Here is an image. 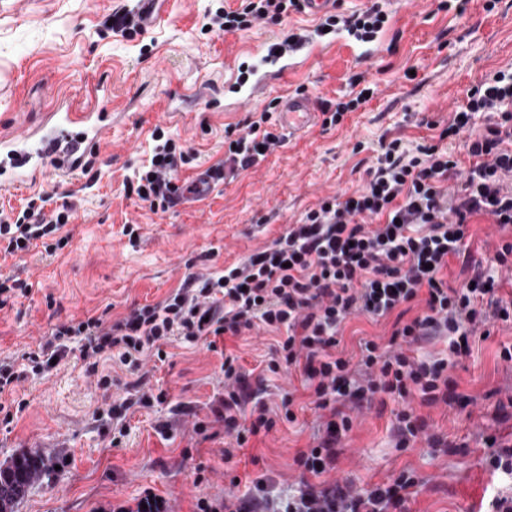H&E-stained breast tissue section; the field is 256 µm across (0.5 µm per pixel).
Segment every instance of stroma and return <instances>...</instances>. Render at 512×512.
Returning a JSON list of instances; mask_svg holds the SVG:
<instances>
[{
    "label": "stroma",
    "instance_id": "stroma-1",
    "mask_svg": "<svg viewBox=\"0 0 512 512\" xmlns=\"http://www.w3.org/2000/svg\"><path fill=\"white\" fill-rule=\"evenodd\" d=\"M465 0L462 11L442 9L440 0H380L389 20L380 34L382 53L367 57L335 48L304 62L267 99L305 88L315 100L348 95L351 78L364 75L374 95L342 124L313 127L288 139L255 168L216 186L197 205L165 214L126 197L125 185L151 156L155 127H163L195 152L193 165L178 175L189 181L198 168L224 158V129L244 121L247 108L223 113L198 100L187 119L169 118V98L202 79H224V61L236 51L308 28L302 14L277 24L225 35L204 32L212 11L235 8L239 0H168L162 23L128 39L107 27L112 11L134 9L136 0H0V126L41 122L54 97L77 92L97 71L112 74V110L117 117L98 151L88 188L80 190L46 174L36 190L0 191V210L20 209L32 193L63 198L74 206L76 229L62 253L43 248L23 258H0V273L30 279L31 295L0 310V359L17 357L48 337L57 324L110 310L112 316L153 304L179 287L187 259L210 254L212 270L242 262L270 244L301 214L326 196L361 189L381 138L408 146L432 142L465 92L486 74L512 67V0ZM428 125H421V118ZM364 151L354 152L355 143ZM134 224L140 238L130 244L123 227ZM512 343V325L497 324L487 340L460 356L450 404L429 407L419 395L408 404L432 433L448 445L433 452L420 442L394 448L389 426L399 406L375 403L363 411L345 441L336 478L356 487L392 483L405 469L422 482L406 512H483L512 480L486 464L496 448L512 445V364L500 361L501 344ZM272 336L261 330L227 340L245 370H261ZM149 385L167 399L127 413L124 436L98 411L123 396L132 370L111 362L102 373L117 386L102 389L71 354L45 374L25 372L14 398L25 407L12 423L0 421V462L21 451L40 452L46 472L18 503L16 512H112L135 508L146 493L161 497L165 512H199L200 501L219 503L225 491L247 494L253 478H270L271 493L298 490L294 455L316 431L311 407L293 423L278 424L250 438L232 461L234 445L214 423L211 404L224 391L223 358L204 344L173 342ZM208 438L193 443L195 423Z\"/></svg>",
    "mask_w": 512,
    "mask_h": 512
}]
</instances>
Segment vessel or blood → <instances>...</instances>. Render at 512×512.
Here are the masks:
<instances>
[{"label":"vessel or blood","instance_id":"1","mask_svg":"<svg viewBox=\"0 0 512 512\" xmlns=\"http://www.w3.org/2000/svg\"><path fill=\"white\" fill-rule=\"evenodd\" d=\"M161 0H137L136 16L143 28L157 25L163 18ZM304 14L316 20L307 34L296 35L288 43L268 41L253 51L254 62L248 69L225 65L223 85L204 81L190 89L175 92V101L184 103L191 97L215 98L224 95L238 106L256 103L272 80H283L293 60L322 54L339 38L358 44L356 32L339 35L335 28H323L320 21L335 14L337 0H302ZM317 104L301 93L282 94L278 123L288 136H295L316 124ZM112 126L111 85L107 75L96 76L86 89V98L76 101L61 98L45 120L36 126L10 133L0 132V187H34L47 171L74 179L85 172L86 160L104 133Z\"/></svg>","mask_w":512,"mask_h":512}]
</instances>
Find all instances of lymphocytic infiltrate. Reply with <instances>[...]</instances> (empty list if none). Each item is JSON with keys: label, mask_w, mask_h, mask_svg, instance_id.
Wrapping results in <instances>:
<instances>
[{"label": "lymphocytic infiltrate", "mask_w": 512, "mask_h": 512, "mask_svg": "<svg viewBox=\"0 0 512 512\" xmlns=\"http://www.w3.org/2000/svg\"><path fill=\"white\" fill-rule=\"evenodd\" d=\"M300 0H241L237 9H218L210 19L215 34L236 33L278 22L299 11ZM275 103L251 112L243 129L224 135L230 175L255 168L266 152L284 141ZM465 136V159L444 146ZM437 144L408 147L402 138L380 142L365 186L323 198L270 245L224 273H188L163 301L105 316L70 319L56 325L37 348L23 353L36 370L70 353V341L90 369L111 358L134 370L151 359L165 361V345L177 340L218 349V337L255 329L275 336L266 372L300 370L302 386L321 427L294 463L302 486L283 512H403L418 476L404 470L390 484L355 488L331 478L338 449L363 410L377 398L405 399L418 392L423 404L448 403L455 359L475 339H487L496 323H512V297L500 293V273L512 274V69L486 75L467 89ZM154 148L126 193L167 213L190 192L178 170L192 153L162 127L152 133ZM75 218L69 203L37 195L16 213L0 212V255L23 258L32 247L47 254L71 241ZM482 219L499 235L488 261L466 259V275L449 285L451 258L461 256L468 226ZM422 303L409 316L412 303ZM391 319L388 341L368 339L356 354L339 348L352 318ZM443 342L447 356L431 352ZM224 396L213 410L237 447L248 437L272 432L296 419L294 396L270 410L258 398L264 378L244 372L237 356L221 365ZM394 446L418 440L441 447L425 418L401 410L392 426Z\"/></svg>", "instance_id": "obj_1"}]
</instances>
